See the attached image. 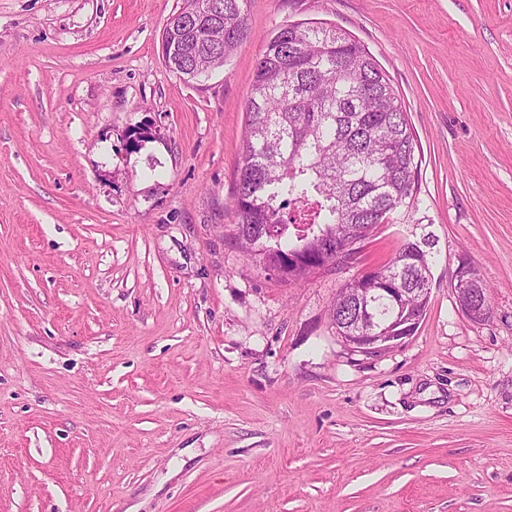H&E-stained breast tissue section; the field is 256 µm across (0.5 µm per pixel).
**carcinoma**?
Returning <instances> with one entry per match:
<instances>
[{
	"label": "carcinoma",
	"instance_id": "1",
	"mask_svg": "<svg viewBox=\"0 0 512 512\" xmlns=\"http://www.w3.org/2000/svg\"><path fill=\"white\" fill-rule=\"evenodd\" d=\"M246 0H182L161 43L184 51L165 64L187 77L224 66L248 37ZM234 199L236 239L267 270L300 284L308 257L338 259L387 216L419 205V158L407 113L386 73L352 35L324 22L265 38L246 105ZM428 242L408 240L380 275L428 288ZM299 262L290 265L288 255Z\"/></svg>",
	"mask_w": 512,
	"mask_h": 512
}]
</instances>
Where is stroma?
I'll use <instances>...</instances> for the list:
<instances>
[{
    "label": "stroma",
    "instance_id": "35a3bbf8",
    "mask_svg": "<svg viewBox=\"0 0 512 512\" xmlns=\"http://www.w3.org/2000/svg\"><path fill=\"white\" fill-rule=\"evenodd\" d=\"M180 5L0 0V512H512V0H248L192 81L160 53ZM307 20L390 79L420 194L295 285L233 202L262 40ZM425 237L417 331L355 351L339 289ZM475 267L472 266L467 261H461L455 270L451 274V279L454 283V288L460 294V289L469 288L471 291L468 299L463 301L465 314L467 317L473 321H485L490 313L489 305L485 300L488 301V286L486 282L481 278L480 273L477 271V275L479 277V286L476 288H472L477 280V276L475 274ZM480 288H483L482 297L484 301H482L481 305L476 304L480 301Z\"/></svg>",
    "mask_w": 512,
    "mask_h": 512
}]
</instances>
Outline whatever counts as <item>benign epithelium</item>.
Wrapping results in <instances>:
<instances>
[{
	"label": "benign epithelium",
	"mask_w": 512,
	"mask_h": 512,
	"mask_svg": "<svg viewBox=\"0 0 512 512\" xmlns=\"http://www.w3.org/2000/svg\"><path fill=\"white\" fill-rule=\"evenodd\" d=\"M451 279L455 289H471L470 296L464 301L467 317L473 321L486 320L490 308L487 302L480 301L479 289L474 287L477 280L475 267L462 261L452 272ZM386 283L390 284V287L371 288L367 275L360 276L357 279L359 296L355 300V304L352 305L350 317L345 319L343 325L340 326V331L343 334L342 340L365 354L382 353L401 344L405 339L411 337L419 324V317H410L401 309L400 299L405 289L392 287V284L395 283L393 278L386 280ZM380 297H387L391 300L397 312L395 320L397 328L392 330L377 323L373 331L365 335L359 331L358 324L374 321L373 306Z\"/></svg>",
	"instance_id": "1"
}]
</instances>
